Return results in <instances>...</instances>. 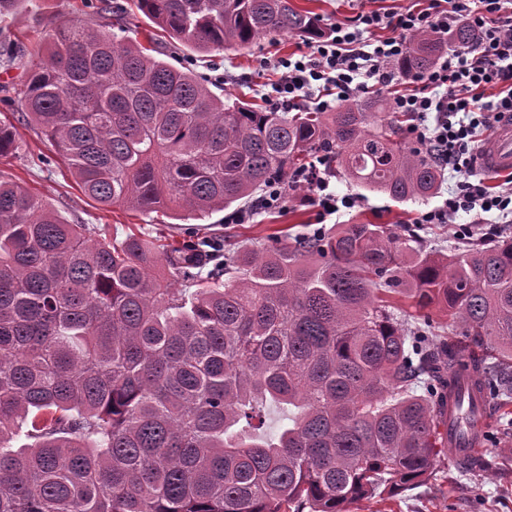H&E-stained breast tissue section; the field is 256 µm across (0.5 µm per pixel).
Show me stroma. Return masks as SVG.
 Here are the masks:
<instances>
[{
	"label": "stroma",
	"mask_w": 512,
	"mask_h": 512,
	"mask_svg": "<svg viewBox=\"0 0 512 512\" xmlns=\"http://www.w3.org/2000/svg\"><path fill=\"white\" fill-rule=\"evenodd\" d=\"M301 10L311 11L322 25L348 20L362 11L393 12L412 6L414 0H293ZM58 18L96 23L100 17L85 7L84 0H24L12 14L0 16V39L19 44L21 59L6 66L0 64V87L9 90L11 100L0 101V120L16 122L22 110V92L27 82L34 54L42 45L51 23ZM161 50L170 52L174 67H189L211 81L224 84V92L246 100H261L266 84L278 77L273 68L276 59L304 50L303 37L286 35L274 40L262 38L250 48L234 46L214 51L208 60H200L197 52L184 45H172L170 38L160 36ZM22 154L0 160V175L15 180L45 203L55 208L72 224H90L103 236L125 237L143 233L167 240H182L189 235L220 236L228 245H261L269 235L298 236L318 227L316 209L304 202L305 187L287 192L279 209L256 214L245 224H228L223 213L202 220L178 221L171 208L162 207L141 213L125 208L101 209L80 192L68 167L56 158L50 143L25 125L18 124ZM50 164H42V157ZM337 194L352 193L362 202L343 211V224H384L401 233L413 225L419 213L441 205L457 179L442 175L436 194L424 201L397 203L386 195L369 192L351 185L342 174H331ZM491 422L488 441L477 455L487 465L464 470L453 458H445L434 475L389 500L371 498L350 505L349 512H512V400L497 396L488 400Z\"/></svg>",
	"instance_id": "1"
}]
</instances>
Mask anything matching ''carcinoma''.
Wrapping results in <instances>:
<instances>
[{
	"label": "carcinoma",
	"mask_w": 512,
	"mask_h": 512,
	"mask_svg": "<svg viewBox=\"0 0 512 512\" xmlns=\"http://www.w3.org/2000/svg\"><path fill=\"white\" fill-rule=\"evenodd\" d=\"M133 2L199 53L324 32L291 0ZM105 10L95 27L53 23L21 112L100 206L201 220L317 162L395 202L437 191L399 116L219 95L121 34L128 7ZM443 47L416 36L398 69L422 76ZM19 150L0 123V158ZM416 242L382 224L227 251L108 239L0 174V512H348L424 481L448 454L439 427L463 363L476 389L512 399V239ZM393 294L448 324L426 335Z\"/></svg>",
	"instance_id": "carcinoma-1"
}]
</instances>
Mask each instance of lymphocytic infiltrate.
I'll return each instance as SVG.
<instances>
[{
  "label": "lymphocytic infiltrate",
  "instance_id": "lymphocytic-infiltrate-1",
  "mask_svg": "<svg viewBox=\"0 0 512 512\" xmlns=\"http://www.w3.org/2000/svg\"><path fill=\"white\" fill-rule=\"evenodd\" d=\"M460 22L474 29L475 43L446 52L412 88L396 91L397 64L407 38L427 32L444 38ZM384 26L393 29V36L373 38V31ZM276 68L280 78L265 99L280 110L309 102L325 112L338 100L376 88L393 90V111L408 115L417 141L440 169L461 176L451 197L420 213L418 223H451L457 237L469 239L483 227L455 224L458 213L512 215V187L495 192L484 179L471 176L483 131L501 113L512 112V0H425L394 14L362 12L331 24L328 35L278 60ZM487 89L492 92L488 98L483 95ZM298 182L308 189L306 201L323 219L360 202L357 195L336 194L328 175L317 168L301 173Z\"/></svg>",
  "mask_w": 512,
  "mask_h": 512
}]
</instances>
